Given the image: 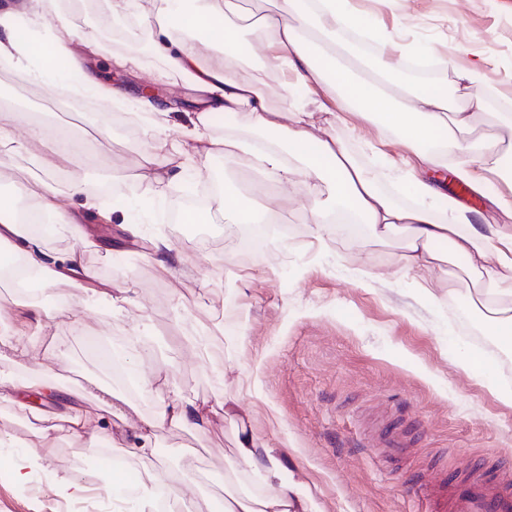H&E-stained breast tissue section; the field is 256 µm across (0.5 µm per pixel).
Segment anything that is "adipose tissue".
Here are the masks:
<instances>
[{
	"label": "adipose tissue",
	"instance_id": "obj_1",
	"mask_svg": "<svg viewBox=\"0 0 512 512\" xmlns=\"http://www.w3.org/2000/svg\"><path fill=\"white\" fill-rule=\"evenodd\" d=\"M315 13H306L301 0H288L285 8L262 16L264 40H244L231 18L239 10L238 0H205L203 6L175 13L169 0H157L151 22L156 30L153 49L164 56L173 70L185 74L193 87L203 92L201 109L193 119L195 127H205L215 112H244L267 132L272 140L286 141L299 154L306 167L321 181L331 185L337 211L362 217L373 238L379 242L398 241L399 261L423 283H430L432 272L443 259L444 251L463 257L466 292L484 311V323L493 336L512 345V231L496 223H470L453 199H441L430 182L410 176L404 182L414 205L401 206L385 194L373 171L355 163L343 143L321 133V115L328 111L327 100L342 94L356 112L373 119L378 129L398 132L425 169L435 171L457 162L459 178L478 186L488 175L501 176L500 163L505 150L498 135L484 137L475 147L481 163L475 168L460 166V154L469 146L464 137L477 112L483 108L479 89L482 67L472 64L461 74V85L412 88L408 98L396 102L382 89L338 66L332 54L319 52L317 39H330L342 31H362L365 23L351 7L350 0H314ZM31 22L46 17V0H0V60H35L45 73L58 71L60 59L79 68L80 58L68 54L72 42L81 43L85 52H94V33L76 34L64 16L54 19L56 35L48 42L26 38L17 24L18 16ZM191 30L199 35H218L223 40L220 56L203 59L199 47L179 40L175 32ZM244 58L256 59L268 70L288 72L295 82L311 89L314 98L309 109L283 99L279 108L266 106L256 86L241 81L236 66ZM448 217H440V210ZM11 248L12 256L22 258L27 269L40 274L43 287L59 279L90 280V269L72 264L61 269L49 261L41 237L28 233L16 216V203L0 199V246ZM231 415L234 400L224 398L216 405L183 403L172 398L152 418L131 425L140 444L151 441L154 430L165 425L201 429L216 410ZM75 437L96 445L113 440L110 428L102 426L98 414L73 407L60 418H46L33 429L35 442L28 450L29 464L43 466L54 454L62 436ZM239 458L261 479L267 491L256 497L246 492L226 493L221 512H313L310 488L294 475L285 473L280 458L253 436L240 439Z\"/></svg>",
	"mask_w": 512,
	"mask_h": 512
}]
</instances>
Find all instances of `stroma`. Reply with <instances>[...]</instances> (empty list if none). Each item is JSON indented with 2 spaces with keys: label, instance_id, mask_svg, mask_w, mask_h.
Listing matches in <instances>:
<instances>
[{
  "label": "stroma",
  "instance_id": "35a3bbf8",
  "mask_svg": "<svg viewBox=\"0 0 512 512\" xmlns=\"http://www.w3.org/2000/svg\"><path fill=\"white\" fill-rule=\"evenodd\" d=\"M366 18L382 17L369 40L375 52L363 54L353 32L337 34L336 58L359 57L374 68L390 59L393 45L438 63L440 82L456 87L460 70L481 63L482 93L512 104V69L502 63L512 54V0H403L396 13L379 0H353ZM120 44L84 56L82 72L64 79L44 75L35 63H0V123L13 129L21 147L5 156L14 168L0 196L17 193L40 179L53 181L58 206L83 215L90 248L57 230L43 241L59 263L79 255L93 270L90 288L57 282L39 302L0 287V376L11 382L51 377L54 388L39 403L25 391L0 398V512H70L74 503L113 501L112 512H154L155 505L134 497L117 499L100 474L135 470L131 454L96 447L93 469L81 468L83 441H60L52 461L29 469L25 483L13 470L27 466L33 441V414L64 413L83 390L103 389L115 398L101 415L110 425L155 413L169 390L196 403L230 395L247 417L254 435L281 456L298 480L309 485L319 512H424L419 488L448 477H463L481 461L497 469L499 457L512 455V407L501 403L461 361L479 349L464 327L463 282L451 273L461 266L450 258L431 293L402 269L398 249L374 243L368 229L342 231L320 223L316 213L331 200L327 183L289 156L288 183H276L257 159L212 154L206 164L178 155L155 153L158 125L170 139H187L198 94L188 77L170 70L152 51L154 29L148 18L153 0H137ZM49 18L39 24L19 19L40 40L55 36L54 15L66 16L77 32L104 30L112 19V0H48ZM117 57L126 67L114 66ZM113 88L109 105L91 102L89 111L54 109L47 95L82 89L83 71ZM237 75L253 83L266 104L282 96L307 103V90L286 87L285 76L262 69L254 60L239 62ZM160 88L165 114L161 124L147 118L141 104L144 83ZM68 125L70 160L50 169L26 150L39 133ZM326 135L343 141L361 165L379 172L382 190L401 206L411 200L401 191L408 152L396 133L378 130L365 118L332 105L322 124ZM211 139L261 142L264 134L243 112L211 114ZM162 177L148 185L145 175ZM221 177V197H209L213 177ZM428 180L468 213L498 215V197L508 187L492 180L482 189H462L456 173L429 172ZM118 191L92 192L98 180ZM85 191L71 195V184ZM207 195L230 210L206 225L173 222L169 211L184 199ZM263 207L288 227L273 235L263 253L244 256L237 234V207ZM111 214L103 224L89 208ZM173 243L179 256L160 268L151 258L153 243ZM129 289L137 307L113 304L115 289ZM219 321L221 332L206 348L193 344L204 326ZM35 337L38 350L21 354L7 345L12 335ZM118 357L126 377H147V386L130 392L107 360ZM392 422L407 448L396 459L377 457L367 441L379 424ZM238 423L213 415L204 430L158 428L153 459L169 482L196 478L194 512H214L224 493V475L236 470L240 484L254 494L265 488L235 454ZM71 477L86 488L80 500L57 495L52 483Z\"/></svg>",
  "mask_w": 512,
  "mask_h": 512
}]
</instances>
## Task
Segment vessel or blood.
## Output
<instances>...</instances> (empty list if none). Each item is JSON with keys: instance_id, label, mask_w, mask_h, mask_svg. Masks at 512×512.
<instances>
[{"instance_id": "vessel-or-blood-1", "label": "vessel or blood", "mask_w": 512, "mask_h": 512, "mask_svg": "<svg viewBox=\"0 0 512 512\" xmlns=\"http://www.w3.org/2000/svg\"><path fill=\"white\" fill-rule=\"evenodd\" d=\"M377 453L389 456L401 453L404 439L385 430L372 442ZM428 512H512V473L491 474L481 466H472L462 479L450 480L425 491Z\"/></svg>"}]
</instances>
